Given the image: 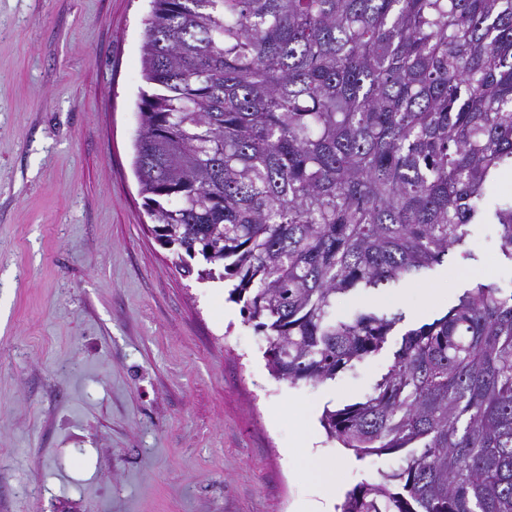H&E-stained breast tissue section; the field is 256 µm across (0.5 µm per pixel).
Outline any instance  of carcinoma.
Segmentation results:
<instances>
[{
  "label": "carcinoma",
  "mask_w": 512,
  "mask_h": 512,
  "mask_svg": "<svg viewBox=\"0 0 512 512\" xmlns=\"http://www.w3.org/2000/svg\"><path fill=\"white\" fill-rule=\"evenodd\" d=\"M135 174L176 269L227 283L273 376L332 380L403 315L338 298L418 280L497 226L512 263V0H151ZM328 438L400 467L340 512H512V288L405 332Z\"/></svg>",
  "instance_id": "cac0c4a2"
}]
</instances>
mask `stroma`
<instances>
[{"mask_svg":"<svg viewBox=\"0 0 512 512\" xmlns=\"http://www.w3.org/2000/svg\"><path fill=\"white\" fill-rule=\"evenodd\" d=\"M150 0H0V512H301L322 491L288 455L297 414L363 399L402 334L474 278L512 283L497 227L407 288L378 354L322 384L271 375L221 281L181 276L133 172ZM343 457L340 492L396 469Z\"/></svg>","mask_w":512,"mask_h":512,"instance_id":"35a3bbf8","label":"stroma"}]
</instances>
